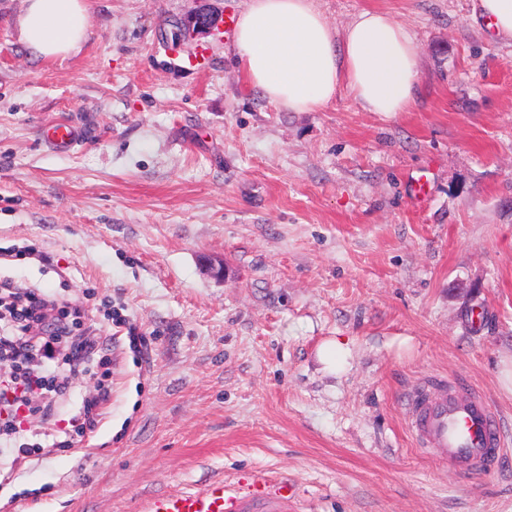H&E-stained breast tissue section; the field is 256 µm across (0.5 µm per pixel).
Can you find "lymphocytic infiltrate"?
<instances>
[{
  "instance_id": "obj_1",
  "label": "lymphocytic infiltrate",
  "mask_w": 512,
  "mask_h": 512,
  "mask_svg": "<svg viewBox=\"0 0 512 512\" xmlns=\"http://www.w3.org/2000/svg\"><path fill=\"white\" fill-rule=\"evenodd\" d=\"M100 344L85 336L54 294L21 292L0 281V362L32 360L24 374L0 380V437L16 444L18 455L34 452L25 443V423L35 401L51 409L74 376L96 378L107 361Z\"/></svg>"
}]
</instances>
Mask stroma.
Here are the masks:
<instances>
[{"mask_svg":"<svg viewBox=\"0 0 512 512\" xmlns=\"http://www.w3.org/2000/svg\"><path fill=\"white\" fill-rule=\"evenodd\" d=\"M85 4L80 51L39 59L25 0H0V247L50 258L0 262V279L111 299L123 326L91 309L88 335H111L118 364L82 441L0 447V512H142L255 468L298 485L296 512H512V42L473 0H318L340 30L369 8L406 26L418 96L285 112L223 35L247 0ZM202 12L213 28L173 39ZM52 121L84 143L53 148ZM436 376L501 415V471L419 454L399 395Z\"/></svg>","mask_w":512,"mask_h":512,"instance_id":"obj_1","label":"stroma"}]
</instances>
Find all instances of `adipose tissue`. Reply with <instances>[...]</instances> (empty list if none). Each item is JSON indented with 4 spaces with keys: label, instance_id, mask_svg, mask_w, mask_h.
Masks as SVG:
<instances>
[{
    "label": "adipose tissue",
    "instance_id": "obj_1",
    "mask_svg": "<svg viewBox=\"0 0 512 512\" xmlns=\"http://www.w3.org/2000/svg\"><path fill=\"white\" fill-rule=\"evenodd\" d=\"M476 22L512 41V0H476ZM90 19L84 0H27L20 41L34 54L80 50ZM252 86L287 112H314L347 90L367 112H405L418 94V57L409 30L390 13L365 9L332 27L314 0H249L234 32Z\"/></svg>",
    "mask_w": 512,
    "mask_h": 512
}]
</instances>
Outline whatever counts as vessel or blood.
Segmentation results:
<instances>
[{
    "instance_id": "1",
    "label": "vessel or blood",
    "mask_w": 512,
    "mask_h": 512,
    "mask_svg": "<svg viewBox=\"0 0 512 512\" xmlns=\"http://www.w3.org/2000/svg\"><path fill=\"white\" fill-rule=\"evenodd\" d=\"M46 139L55 147L68 148L80 134L70 124L56 122L47 125ZM402 401L422 454L469 475L500 468L505 454L500 417L482 395L449 388L442 378L417 384ZM298 497L293 482L253 470L199 489L155 494L145 502L143 512H288Z\"/></svg>"
}]
</instances>
